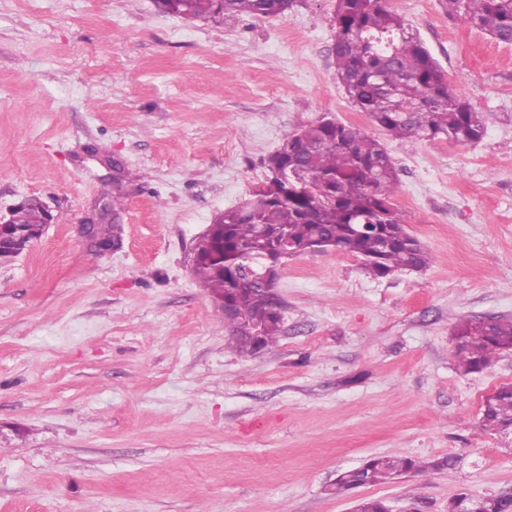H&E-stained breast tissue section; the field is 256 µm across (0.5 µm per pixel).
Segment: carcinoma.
<instances>
[{
	"label": "carcinoma",
	"mask_w": 512,
	"mask_h": 512,
	"mask_svg": "<svg viewBox=\"0 0 512 512\" xmlns=\"http://www.w3.org/2000/svg\"><path fill=\"white\" fill-rule=\"evenodd\" d=\"M208 0H156L163 13L205 18ZM295 0H224V15L280 16ZM450 19H458L497 41L512 44V0H440ZM336 77L350 101L369 115L386 135L434 140L445 137L466 145L484 133L481 115L449 91L440 66L404 18L386 0H335ZM283 157V169L300 170L290 186L268 167L270 176L239 206L220 213L210 234L196 241L192 271L216 308L229 302L233 313L221 314L235 347L252 353L248 338L260 330L263 344L278 341L283 317L274 311V287L251 278L285 235L297 245L316 240L328 249L352 253L367 272L383 278L401 270L429 266L425 246L404 228L392 198L398 185L394 162L384 143L359 128L318 120L288 131L267 163ZM26 226L45 223L37 198L25 202ZM512 350V320L471 319L459 324L455 355L465 373L481 372L503 351ZM482 424L499 431L512 427V384L494 391L484 405ZM450 457L429 462L393 455L374 456L342 472L335 493L374 485L396 477L442 470ZM470 498V512H509L512 497Z\"/></svg>",
	"instance_id": "1"
}]
</instances>
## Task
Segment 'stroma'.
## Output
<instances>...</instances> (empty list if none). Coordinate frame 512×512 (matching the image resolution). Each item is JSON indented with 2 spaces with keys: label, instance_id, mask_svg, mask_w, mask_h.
Instances as JSON below:
<instances>
[{
  "label": "stroma",
  "instance_id": "obj_1",
  "mask_svg": "<svg viewBox=\"0 0 512 512\" xmlns=\"http://www.w3.org/2000/svg\"><path fill=\"white\" fill-rule=\"evenodd\" d=\"M333 7L191 20L155 0H0V216L32 196L54 216L0 264V512H351L337 474L388 454L455 464L354 497L448 512L512 494V432L481 423L512 351L465 375L454 341L461 321L512 319V45L404 0L484 135L391 139L336 79ZM326 115L385 143L431 262L376 278L348 252L285 259L282 333L241 355L191 248L285 132ZM111 181L122 245L99 253L80 228Z\"/></svg>",
  "mask_w": 512,
  "mask_h": 512
}]
</instances>
